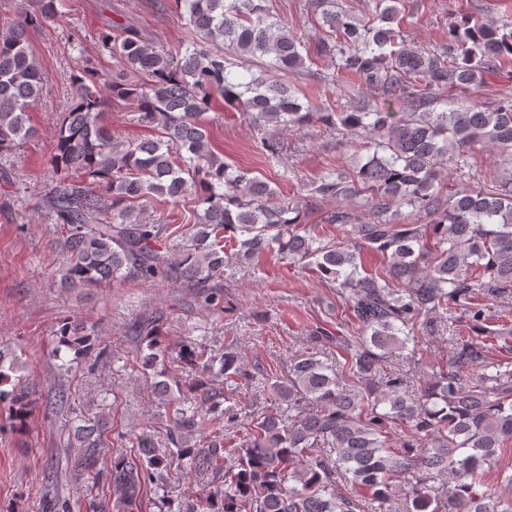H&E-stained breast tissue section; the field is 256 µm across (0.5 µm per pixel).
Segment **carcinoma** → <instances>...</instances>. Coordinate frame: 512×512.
<instances>
[{
	"mask_svg": "<svg viewBox=\"0 0 512 512\" xmlns=\"http://www.w3.org/2000/svg\"><path fill=\"white\" fill-rule=\"evenodd\" d=\"M184 39L176 52L152 46L119 22L101 37L112 52V74H73L75 101L59 113L53 163L69 179L45 198L46 218L64 229L62 288H91L158 278L198 289L192 302L223 308L212 285L230 260L254 269L275 252L290 265L312 267L345 298L352 334L313 330L315 351L289 360L271 384L288 412L265 410L227 438L218 420L240 418L237 393L264 370H249L240 352L220 356L185 345L180 357L198 374L191 398L165 376L161 318L137 323L146 341L141 367L159 377L168 408L170 459L153 454L154 434L135 435L131 451L112 454L107 487L115 512H138L147 483L176 464L223 474L210 487V512H512V494L485 480V464L512 440V318L490 328L489 305L512 301V189L463 185L443 194L446 167L462 166L476 145L499 150L512 168V98L494 109L458 105L448 92L467 91L512 66V16L486 23L464 15L439 50L406 44L403 0H310L327 35L305 43L267 0H180ZM60 0H18L0 19V152L36 135L29 110L46 76L35 64L28 29L56 21ZM330 58L336 73L321 79L326 99L298 96L284 78ZM344 77L372 87L378 104L353 100L344 112L327 105ZM262 131L260 147L281 150L275 131L320 123L364 139L365 162L349 177L328 174L322 197L357 200L330 215L344 228L327 240L301 223L300 207L277 198L254 172L234 167L210 146L202 120L214 96ZM113 101L134 105V120L156 139L121 144L103 123ZM444 109L437 110L438 104ZM399 106L394 112L391 106ZM192 197L188 235L172 240L169 225L144 218L159 197ZM424 212L426 224L401 222L402 208ZM382 257L368 272L363 251ZM454 330L448 360L412 393V377L393 364L417 361L422 342ZM55 353L78 356L91 346L83 327L64 322ZM21 356L0 349V403L10 427L26 426L32 385L13 378ZM224 383V390L215 387ZM401 428L410 438L395 443ZM110 422L74 427L76 465L91 469L109 447Z\"/></svg>",
	"mask_w": 512,
	"mask_h": 512,
	"instance_id": "obj_1",
	"label": "carcinoma"
}]
</instances>
